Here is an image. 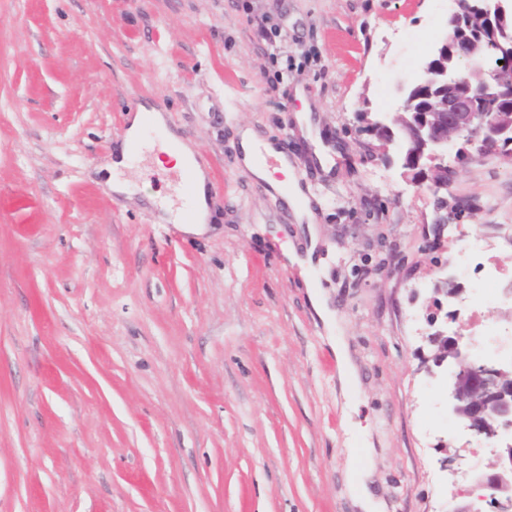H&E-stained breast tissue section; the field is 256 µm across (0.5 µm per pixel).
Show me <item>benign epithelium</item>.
<instances>
[{
    "label": "benign epithelium",
    "mask_w": 512,
    "mask_h": 512,
    "mask_svg": "<svg viewBox=\"0 0 512 512\" xmlns=\"http://www.w3.org/2000/svg\"><path fill=\"white\" fill-rule=\"evenodd\" d=\"M503 57L486 69L476 61ZM395 112H361L360 132L377 144L370 151L384 162L431 173L428 189L448 186L458 168L448 165L496 155L512 161V113L485 112L512 99V0H454L434 54L418 79L398 84ZM448 339V412L484 442L494 472L478 478L494 512H512V359L476 361L464 336L436 330L428 340Z\"/></svg>",
    "instance_id": "benign-epithelium-1"
}]
</instances>
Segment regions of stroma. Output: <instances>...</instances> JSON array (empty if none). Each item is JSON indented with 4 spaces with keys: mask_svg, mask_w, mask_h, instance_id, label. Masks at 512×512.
I'll return each mask as SVG.
<instances>
[{
    "mask_svg": "<svg viewBox=\"0 0 512 512\" xmlns=\"http://www.w3.org/2000/svg\"><path fill=\"white\" fill-rule=\"evenodd\" d=\"M446 0H0V512H353L349 449L388 512L476 503L469 435L426 336L440 272L512 224V163L459 169L436 195L363 148ZM277 35L260 39L261 16ZM333 147L312 165L295 87ZM169 114L211 184V229L158 221L175 169L131 159L132 194L94 182L134 105ZM296 164L305 226L240 164L239 131ZM471 199L438 224L440 199ZM341 321L344 396L309 293ZM332 348L336 354L337 380L341 391L346 394L350 389L356 388L359 384L357 370L352 361L349 346L344 336L336 335V340L332 343Z\"/></svg>",
    "mask_w": 512,
    "mask_h": 512,
    "instance_id": "1",
    "label": "stroma"
}]
</instances>
